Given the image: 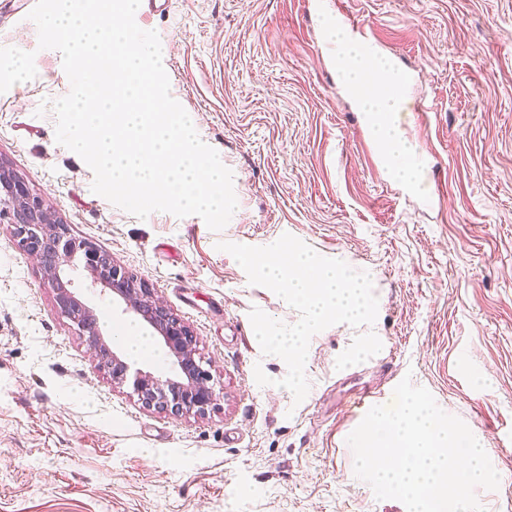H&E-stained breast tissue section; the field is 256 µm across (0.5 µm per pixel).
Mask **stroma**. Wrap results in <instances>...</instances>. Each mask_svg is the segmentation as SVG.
<instances>
[{"label":"stroma","instance_id":"35a3bbf8","mask_svg":"<svg viewBox=\"0 0 512 512\" xmlns=\"http://www.w3.org/2000/svg\"><path fill=\"white\" fill-rule=\"evenodd\" d=\"M35 2L0 11V47L35 52L37 70L0 94V160L191 326L222 397L181 417L113 384L0 224V512H406L356 478L347 443L406 377L485 439L500 484L475 494L485 512H512V0H167L148 12L172 97L234 174L237 208L219 231L195 215L141 220L92 192V170L55 140L70 81L60 53L38 47ZM340 10L347 36L428 107L396 116L421 161L416 189L388 172L336 69L325 30ZM286 233L368 272L378 298L373 325L311 338L299 403L249 319L257 307L292 325L298 311L217 248ZM72 278L115 349L127 327L147 338L150 358L131 367L169 375L151 329L87 272Z\"/></svg>","mask_w":512,"mask_h":512}]
</instances>
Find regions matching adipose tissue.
Listing matches in <instances>:
<instances>
[{"label":"adipose tissue","mask_w":512,"mask_h":512,"mask_svg":"<svg viewBox=\"0 0 512 512\" xmlns=\"http://www.w3.org/2000/svg\"><path fill=\"white\" fill-rule=\"evenodd\" d=\"M326 38L336 46V58L343 65L345 81L363 111L380 116L381 121L374 135L383 146L389 160V168L407 184H415L419 178L417 167L412 163L413 151L409 142L398 136L393 116L399 110V101L388 91L397 77L387 66L376 63V57L342 36L338 26H330Z\"/></svg>","instance_id":"ef3b65f1"}]
</instances>
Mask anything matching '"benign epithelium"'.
Wrapping results in <instances>:
<instances>
[{"label":"benign epithelium","instance_id":"7a95c632","mask_svg":"<svg viewBox=\"0 0 512 512\" xmlns=\"http://www.w3.org/2000/svg\"><path fill=\"white\" fill-rule=\"evenodd\" d=\"M0 223L14 226L19 247L48 273L56 308L69 319L94 353L97 365L115 384L132 380L142 405L173 414L202 417L219 400L211 369L198 352L193 329L152 289L121 266L97 243L71 234L69 225L52 218L46 201L30 192L23 179L0 162ZM86 271L161 338L172 358L173 376L164 379L140 369L132 372L106 341L94 309L72 288L68 273Z\"/></svg>","mask_w":512,"mask_h":512}]
</instances>
